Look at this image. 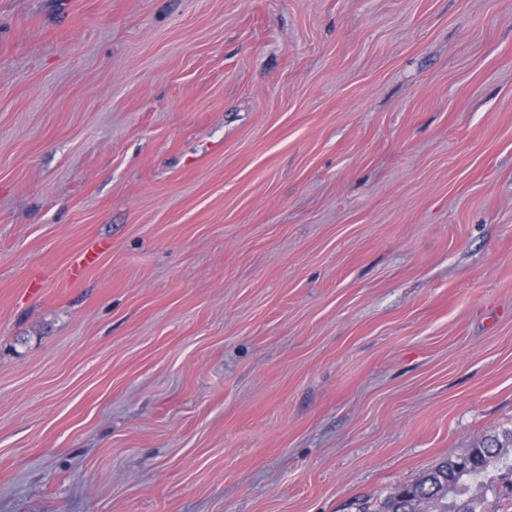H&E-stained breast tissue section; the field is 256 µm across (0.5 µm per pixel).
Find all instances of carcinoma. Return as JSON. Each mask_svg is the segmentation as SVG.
I'll list each match as a JSON object with an SVG mask.
<instances>
[{"label": "carcinoma", "mask_w": 512, "mask_h": 512, "mask_svg": "<svg viewBox=\"0 0 512 512\" xmlns=\"http://www.w3.org/2000/svg\"><path fill=\"white\" fill-rule=\"evenodd\" d=\"M499 485L512 493V429L441 460L405 492L391 493L376 512H495V505H483L488 503L487 492Z\"/></svg>", "instance_id": "cac0c4a2"}]
</instances>
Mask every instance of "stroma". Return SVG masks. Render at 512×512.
<instances>
[{"label": "stroma", "instance_id": "stroma-1", "mask_svg": "<svg viewBox=\"0 0 512 512\" xmlns=\"http://www.w3.org/2000/svg\"><path fill=\"white\" fill-rule=\"evenodd\" d=\"M511 428L512 0H0V512L373 510Z\"/></svg>", "mask_w": 512, "mask_h": 512}]
</instances>
